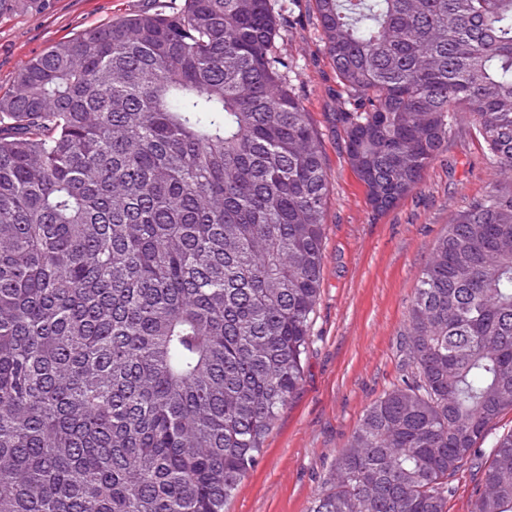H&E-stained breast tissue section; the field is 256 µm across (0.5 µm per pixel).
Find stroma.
<instances>
[{
    "label": "stroma",
    "instance_id": "stroma-1",
    "mask_svg": "<svg viewBox=\"0 0 512 512\" xmlns=\"http://www.w3.org/2000/svg\"><path fill=\"white\" fill-rule=\"evenodd\" d=\"M184 0H43L0 20V94L21 66L54 42L122 17L179 10ZM293 21L278 41L290 80L317 129L328 176L324 266L301 381L267 431L260 457L224 512H310L337 453L365 410L407 372L400 347L409 305L435 241L456 214L490 188L487 148L468 121L420 187L375 212L336 120L346 93L325 52L314 0H277Z\"/></svg>",
    "mask_w": 512,
    "mask_h": 512
}]
</instances>
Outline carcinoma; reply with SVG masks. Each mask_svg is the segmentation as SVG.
Returning a JSON list of instances; mask_svg holds the SVG:
<instances>
[{
	"label": "carcinoma",
	"instance_id": "obj_1",
	"mask_svg": "<svg viewBox=\"0 0 512 512\" xmlns=\"http://www.w3.org/2000/svg\"><path fill=\"white\" fill-rule=\"evenodd\" d=\"M378 212L463 117L512 174V0H315ZM276 0L58 41L0 96V512H224L301 380L324 265L317 130ZM406 379L311 512H447L512 410V179L436 241ZM470 512H512V431ZM512 430V410L504 411L492 424L486 433V437L480 441L478 448L487 457L495 439Z\"/></svg>",
	"mask_w": 512,
	"mask_h": 512
}]
</instances>
